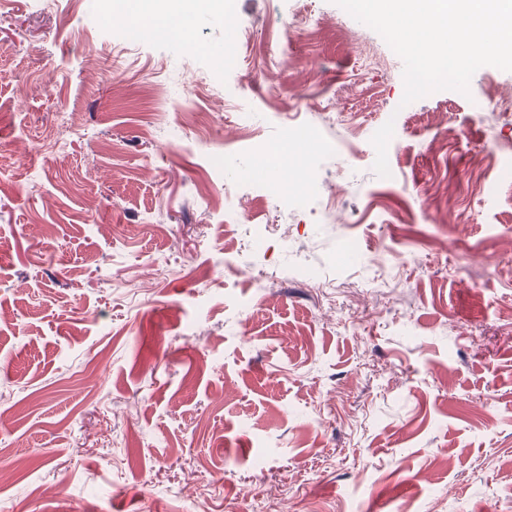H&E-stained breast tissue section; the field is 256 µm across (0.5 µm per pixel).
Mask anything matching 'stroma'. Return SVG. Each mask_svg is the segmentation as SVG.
Returning <instances> with one entry per match:
<instances>
[{
	"instance_id": "stroma-1",
	"label": "stroma",
	"mask_w": 512,
	"mask_h": 512,
	"mask_svg": "<svg viewBox=\"0 0 512 512\" xmlns=\"http://www.w3.org/2000/svg\"><path fill=\"white\" fill-rule=\"evenodd\" d=\"M111 9L0 0V512H512V168L475 186L512 72L406 105L335 0H226L191 49ZM299 123L295 204L244 174Z\"/></svg>"
}]
</instances>
